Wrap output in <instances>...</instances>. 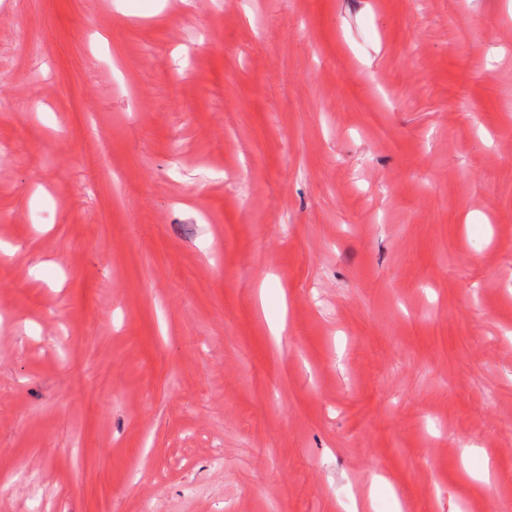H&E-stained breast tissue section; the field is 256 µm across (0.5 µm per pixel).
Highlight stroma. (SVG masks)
<instances>
[{"label":"stroma","instance_id":"1","mask_svg":"<svg viewBox=\"0 0 512 512\" xmlns=\"http://www.w3.org/2000/svg\"><path fill=\"white\" fill-rule=\"evenodd\" d=\"M1 482L512 502V0H0Z\"/></svg>","mask_w":512,"mask_h":512}]
</instances>
